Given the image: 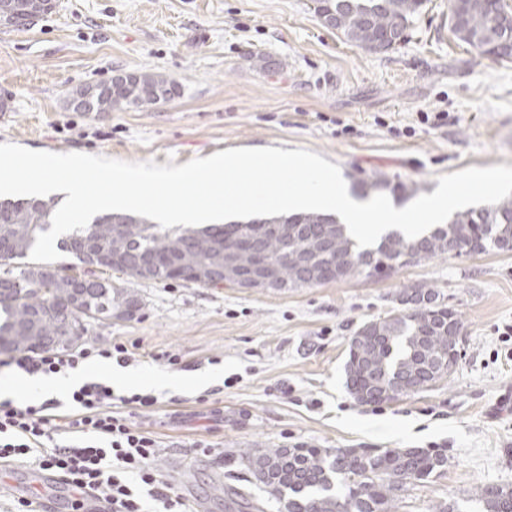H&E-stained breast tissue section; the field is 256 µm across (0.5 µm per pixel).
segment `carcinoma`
<instances>
[{"instance_id": "carcinoma-1", "label": "carcinoma", "mask_w": 512, "mask_h": 512, "mask_svg": "<svg viewBox=\"0 0 512 512\" xmlns=\"http://www.w3.org/2000/svg\"><path fill=\"white\" fill-rule=\"evenodd\" d=\"M320 17L333 13L342 37L366 51L376 41L392 49L426 6V0H313ZM449 19L455 37L481 55L512 60L481 34L497 24L512 31V8L504 0H449ZM178 85L152 72L139 73V87L123 84L81 101L82 112L102 115L115 109L148 111L173 100ZM54 197L14 196L0 198V249L8 258H24L36 236L51 228L57 209ZM323 212H297L269 216L271 224H287L296 232L286 239H265L263 250L269 263L280 265L289 288H310L357 275L390 274L420 260L452 253L509 252V241L499 238L504 225H512V197L495 205L455 213L446 224L408 239L390 233L368 249H361L345 226L326 223ZM261 226L241 224L160 225L129 212H103L82 230L70 232L59 248L79 263L87 247L120 251V263L111 270L141 282L139 261L154 260L150 281H180L181 274L200 266L224 262L221 243L246 234H257ZM72 267L50 264L27 266L19 273L0 276V284L18 282L22 288L0 291V337L3 348L19 354L45 350V342L57 340L69 349L58 313L69 311L78 296L87 301L73 316L81 327L77 339L85 337L87 320H108L112 312L137 296L135 289L115 287L83 290L81 276ZM400 302L406 308L398 315L369 320L352 336L345 363L346 386L362 406L379 405L411 396L432 386L457 365L460 347L448 336L461 328L455 310L440 301L430 289L406 288ZM248 473L263 484L279 505L278 512H396V504L407 485L441 475L448 469L444 449L386 448H258L241 454ZM466 501L480 512H512V485L478 487Z\"/></svg>"}]
</instances>
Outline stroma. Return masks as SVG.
Returning a JSON list of instances; mask_svg holds the SVG:
<instances>
[{
    "label": "stroma",
    "instance_id": "35a3bbf8",
    "mask_svg": "<svg viewBox=\"0 0 512 512\" xmlns=\"http://www.w3.org/2000/svg\"><path fill=\"white\" fill-rule=\"evenodd\" d=\"M272 59L252 68L249 54ZM152 71L178 96L156 109L75 111L72 90ZM0 143L182 165L235 148H303L337 164L351 189L372 178L405 207L438 178L512 167V62L455 38L448 0H427L384 53L325 28L311 0H58L27 28L0 27ZM405 288H430L462 321L449 378L358 405L346 387L351 336L400 312ZM133 318L89 325L86 341L130 345L115 393H152L132 423L158 442L155 465L189 512H225L224 489L277 512L239 462L247 448L446 449L443 475L410 485L397 512H435L485 484L512 485V253L426 260L278 291L142 282ZM181 363L159 361L162 353ZM187 376L179 390L142 377Z\"/></svg>",
    "mask_w": 512,
    "mask_h": 512
}]
</instances>
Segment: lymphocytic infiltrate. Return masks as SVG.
Here are the masks:
<instances>
[{
    "label": "lymphocytic infiltrate",
    "mask_w": 512,
    "mask_h": 512,
    "mask_svg": "<svg viewBox=\"0 0 512 512\" xmlns=\"http://www.w3.org/2000/svg\"><path fill=\"white\" fill-rule=\"evenodd\" d=\"M91 358L128 364L125 343L85 345L72 350H46L34 355H10L0 367L28 375L63 376ZM72 413L59 414L60 403L0 402V466L29 459L55 473L73 490V508L82 512L89 497L101 498L107 512H145L150 497L163 512H182L183 500L173 485L153 467L157 442L150 432L133 428L125 410L152 406L153 396H115L110 384L90 380L69 395Z\"/></svg>",
    "instance_id": "1"
}]
</instances>
